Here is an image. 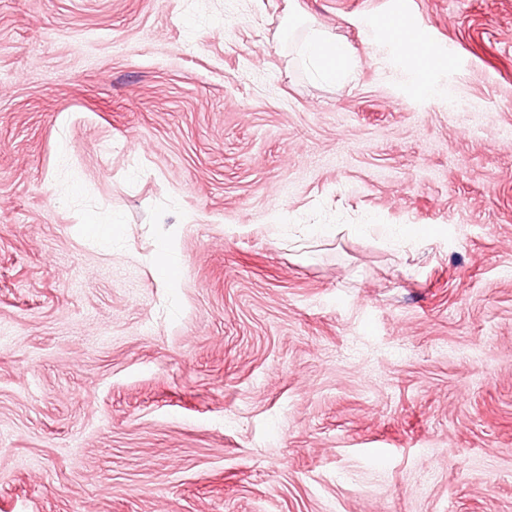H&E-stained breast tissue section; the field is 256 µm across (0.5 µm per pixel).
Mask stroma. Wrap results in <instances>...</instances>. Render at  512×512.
I'll list each match as a JSON object with an SVG mask.
<instances>
[{
    "label": "stroma",
    "instance_id": "35a3bbf8",
    "mask_svg": "<svg viewBox=\"0 0 512 512\" xmlns=\"http://www.w3.org/2000/svg\"><path fill=\"white\" fill-rule=\"evenodd\" d=\"M0 512H512V0H0ZM304 54L320 79L335 82L346 73V64L352 60V47L343 42H336L320 30H313L306 40ZM422 53L414 59V69L420 79H423L432 69L435 58L439 55L440 46L432 43L429 39L424 40Z\"/></svg>",
    "mask_w": 512,
    "mask_h": 512
}]
</instances>
